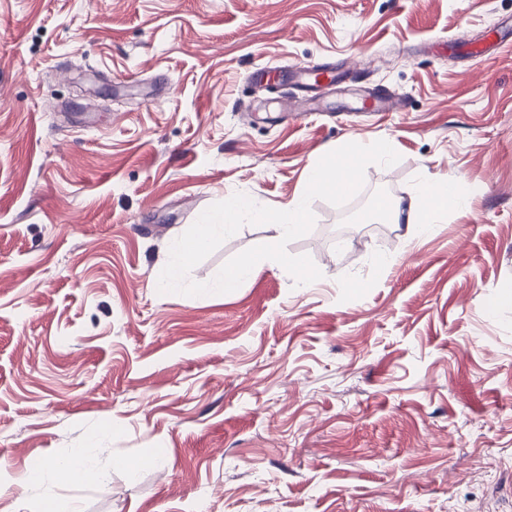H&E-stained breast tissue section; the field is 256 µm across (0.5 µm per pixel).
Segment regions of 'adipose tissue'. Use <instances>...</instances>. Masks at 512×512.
<instances>
[{
  "label": "adipose tissue",
  "mask_w": 512,
  "mask_h": 512,
  "mask_svg": "<svg viewBox=\"0 0 512 512\" xmlns=\"http://www.w3.org/2000/svg\"><path fill=\"white\" fill-rule=\"evenodd\" d=\"M430 203L454 210L463 209L465 198L455 177L448 176L434 182L428 177H421L413 189L408 206H401L397 201L381 202L364 214L363 221L367 224H402L407 229L408 237H421L430 230L426 210ZM90 469V460L84 452L79 451L73 459L66 461H34L29 469L28 480L33 484L49 479L79 481Z\"/></svg>",
  "instance_id": "ef3b65f1"
}]
</instances>
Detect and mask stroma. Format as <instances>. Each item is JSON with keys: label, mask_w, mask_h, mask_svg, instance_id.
Returning <instances> with one entry per match:
<instances>
[{"label": "stroma", "mask_w": 512, "mask_h": 512, "mask_svg": "<svg viewBox=\"0 0 512 512\" xmlns=\"http://www.w3.org/2000/svg\"><path fill=\"white\" fill-rule=\"evenodd\" d=\"M510 20L512 0H0V512H512V46L452 48ZM326 63L350 90L297 117L253 78ZM369 84L401 111H346ZM379 139L399 162L314 200L287 246L320 280L158 293L210 205L280 207ZM451 172L482 192L428 236L363 223ZM269 235L244 225L191 280ZM78 448L83 480L27 485Z\"/></svg>", "instance_id": "stroma-1"}]
</instances>
